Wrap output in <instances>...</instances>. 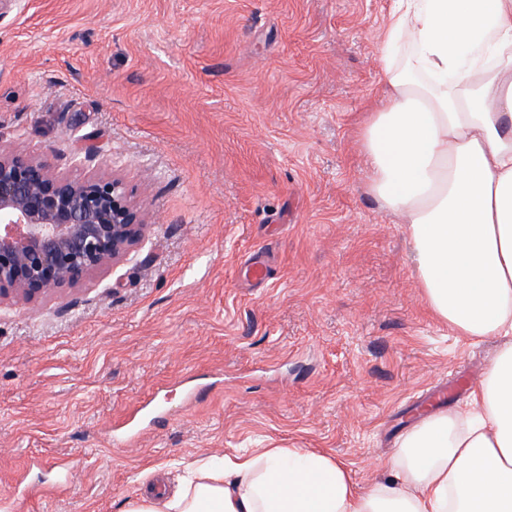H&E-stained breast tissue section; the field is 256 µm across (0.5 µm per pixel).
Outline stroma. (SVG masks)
<instances>
[{
	"label": "stroma",
	"mask_w": 512,
	"mask_h": 512,
	"mask_svg": "<svg viewBox=\"0 0 512 512\" xmlns=\"http://www.w3.org/2000/svg\"><path fill=\"white\" fill-rule=\"evenodd\" d=\"M391 5L0 0V146L74 177L95 150L151 221L70 307L0 301V495L25 473L27 512H123L153 476L274 447L364 488L466 400L495 344L429 312L367 185Z\"/></svg>",
	"instance_id": "1"
}]
</instances>
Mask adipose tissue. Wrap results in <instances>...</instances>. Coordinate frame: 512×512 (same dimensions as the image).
I'll use <instances>...</instances> for the list:
<instances>
[{
	"instance_id": "1",
	"label": "adipose tissue",
	"mask_w": 512,
	"mask_h": 512,
	"mask_svg": "<svg viewBox=\"0 0 512 512\" xmlns=\"http://www.w3.org/2000/svg\"><path fill=\"white\" fill-rule=\"evenodd\" d=\"M384 45L413 62H383L369 187L406 224L433 315L497 340L481 379L415 424L369 488L323 451L244 448L124 512H512V0H393Z\"/></svg>"
}]
</instances>
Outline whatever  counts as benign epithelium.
I'll use <instances>...</instances> for the list:
<instances>
[{
  "instance_id": "benign-epithelium-1",
  "label": "benign epithelium",
  "mask_w": 512,
  "mask_h": 512,
  "mask_svg": "<svg viewBox=\"0 0 512 512\" xmlns=\"http://www.w3.org/2000/svg\"><path fill=\"white\" fill-rule=\"evenodd\" d=\"M147 213L104 170L73 178L46 158L0 148V299L63 297L142 239Z\"/></svg>"
}]
</instances>
